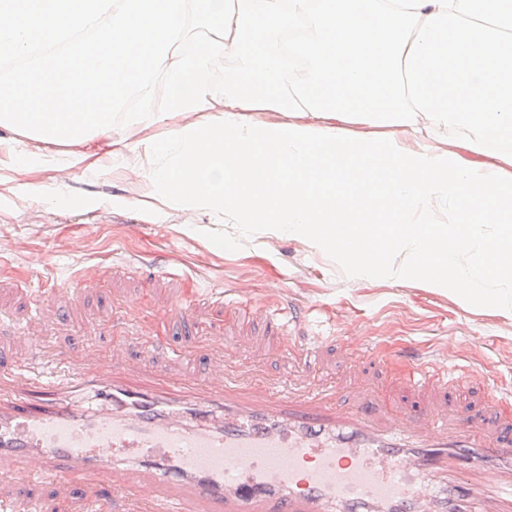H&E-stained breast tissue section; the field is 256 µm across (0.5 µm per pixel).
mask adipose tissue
Masks as SVG:
<instances>
[{
	"label": "adipose tissue",
	"mask_w": 512,
	"mask_h": 512,
	"mask_svg": "<svg viewBox=\"0 0 512 512\" xmlns=\"http://www.w3.org/2000/svg\"><path fill=\"white\" fill-rule=\"evenodd\" d=\"M420 132L311 115L263 124L219 103L171 127L156 146L164 163L143 180L167 201L305 236L333 256L358 245L360 276L414 279L512 318V166Z\"/></svg>",
	"instance_id": "obj_1"
}]
</instances>
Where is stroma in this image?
<instances>
[{
	"mask_svg": "<svg viewBox=\"0 0 512 512\" xmlns=\"http://www.w3.org/2000/svg\"><path fill=\"white\" fill-rule=\"evenodd\" d=\"M128 136L113 128L95 138L101 168L68 166L67 147L0 128V322L15 337L0 336V364H29L33 372L70 353L78 334L102 356L128 325L152 322L165 353L131 342L125 358L147 361L149 374L131 373L135 385L166 387L182 371L201 376L208 363H224L232 382L251 377L266 386L283 381L305 389L331 386L341 406L359 391L385 388L402 413L419 407L439 416L470 408L488 394L477 385L456 393L402 385L401 362L357 367L328 343L316 368L305 371L284 356V342L348 330L355 342H383L389 351L437 354L448 348L459 362L488 373L492 385L512 390V320L484 313L479 302L462 304L447 292L394 277L366 280L352 271V255L336 260L309 240L278 237L261 225L243 226L230 215L184 205H163L136 170L113 160L108 139ZM32 157L25 174L13 170L19 156ZM45 186L49 196L34 195ZM108 274L101 288L69 287L81 267ZM241 288L256 302L248 318L228 316L222 294ZM55 288L61 314L56 323L38 319L34 291ZM189 315L171 314L174 303ZM289 306L300 319L282 335L267 324V309ZM223 337L215 345L214 337Z\"/></svg>",
	"mask_w": 512,
	"mask_h": 512,
	"instance_id": "1",
	"label": "stroma"
}]
</instances>
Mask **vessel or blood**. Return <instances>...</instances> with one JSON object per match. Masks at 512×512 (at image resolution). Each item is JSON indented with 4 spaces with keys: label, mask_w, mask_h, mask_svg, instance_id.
I'll use <instances>...</instances> for the list:
<instances>
[{
    "label": "vessel or blood",
    "mask_w": 512,
    "mask_h": 512,
    "mask_svg": "<svg viewBox=\"0 0 512 512\" xmlns=\"http://www.w3.org/2000/svg\"><path fill=\"white\" fill-rule=\"evenodd\" d=\"M79 346L63 369L0 367V512H42L31 488L77 484L78 512H512V439L497 424L340 409L331 394L225 385L135 388ZM483 372L408 364L425 389Z\"/></svg>",
    "instance_id": "obj_1"
}]
</instances>
